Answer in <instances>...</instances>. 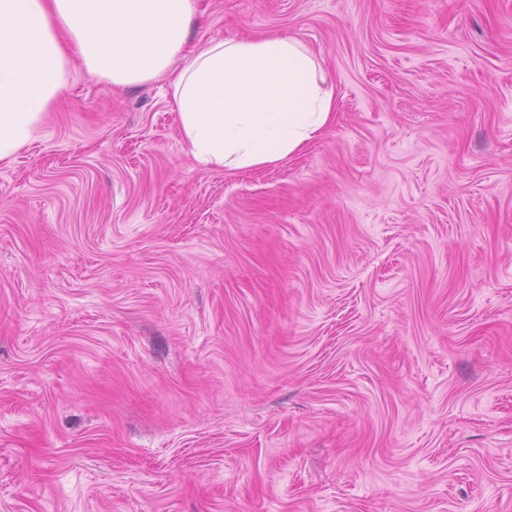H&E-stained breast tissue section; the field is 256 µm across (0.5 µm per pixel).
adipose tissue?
I'll list each match as a JSON object with an SVG mask.
<instances>
[{"instance_id":"ef3b65f1","label":"adipose tissue","mask_w":512,"mask_h":512,"mask_svg":"<svg viewBox=\"0 0 512 512\" xmlns=\"http://www.w3.org/2000/svg\"><path fill=\"white\" fill-rule=\"evenodd\" d=\"M196 15V0H0V161L68 86L69 45L112 85L167 78L183 140L214 169L276 163L332 124L335 89L300 40L194 44Z\"/></svg>"}]
</instances>
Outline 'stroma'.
<instances>
[{"label": "stroma", "instance_id": "1", "mask_svg": "<svg viewBox=\"0 0 512 512\" xmlns=\"http://www.w3.org/2000/svg\"><path fill=\"white\" fill-rule=\"evenodd\" d=\"M336 92L215 170L71 60L0 161V512H512V0H198Z\"/></svg>", "mask_w": 512, "mask_h": 512}]
</instances>
